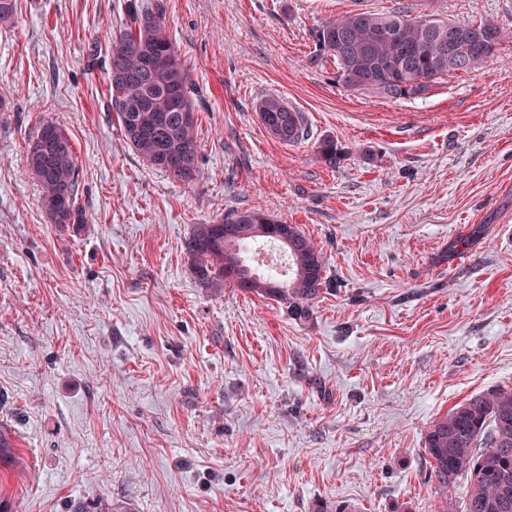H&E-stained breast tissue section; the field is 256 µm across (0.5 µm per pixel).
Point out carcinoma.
I'll return each instance as SVG.
<instances>
[{
  "mask_svg": "<svg viewBox=\"0 0 512 512\" xmlns=\"http://www.w3.org/2000/svg\"><path fill=\"white\" fill-rule=\"evenodd\" d=\"M446 19L413 17L406 11L346 12L321 24L315 32L319 50L334 57L337 78L347 87L389 98L417 96L451 74L468 73L491 58L508 39L494 20L482 19L453 45ZM396 28L397 39L379 35ZM106 64L110 85L107 109L116 113L126 141L154 169L184 184L201 176L197 118L191 79L180 59L163 14L129 4L122 27L110 33ZM458 65L448 68V57ZM257 111L264 123L281 124L283 140L292 144L307 136L301 113L275 96L261 99ZM322 162L334 168L341 156L336 141L318 145ZM171 159L183 162L175 173ZM29 171L42 189V203L53 223L85 224L75 205L79 171L70 138L58 124H42L27 148ZM280 220L260 209H245L223 219L219 226L234 237L224 247V235H204L197 224L184 241V250L197 280L208 288L232 286L285 302L290 312L308 319L328 281L323 252L296 224L285 225L288 239V279L259 274L245 253L261 238L266 224ZM243 271L248 284L233 271ZM423 452L434 483L436 512H512V386H499L473 396L433 421ZM464 488L460 495L452 490Z\"/></svg>",
  "mask_w": 512,
  "mask_h": 512,
  "instance_id": "1",
  "label": "carcinoma"
}]
</instances>
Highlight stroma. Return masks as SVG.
Segmentation results:
<instances>
[{"label": "stroma", "mask_w": 512, "mask_h": 512, "mask_svg": "<svg viewBox=\"0 0 512 512\" xmlns=\"http://www.w3.org/2000/svg\"><path fill=\"white\" fill-rule=\"evenodd\" d=\"M191 72L202 178L149 166L106 108L127 0H18L0 25V464L10 512H435L432 422L512 385V0H142ZM497 20L480 68L416 97L336 79L328 18ZM301 112L287 145L255 109ZM69 135L85 224L59 230L29 173ZM334 139L337 166L317 146ZM262 209L327 259L309 320L201 287L192 225ZM257 111L259 116L264 117L262 121L266 130L268 131L267 123L278 124L280 123L287 133V138L279 141L285 144H292L302 140L307 136L304 119L300 112H295L288 103L282 98L270 96L261 99L257 103Z\"/></svg>", "instance_id": "stroma-1"}]
</instances>
